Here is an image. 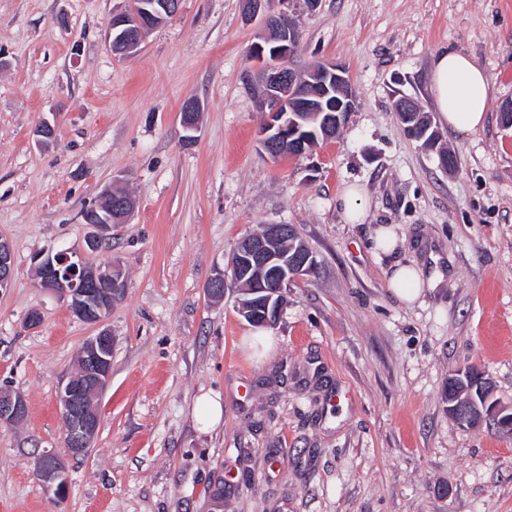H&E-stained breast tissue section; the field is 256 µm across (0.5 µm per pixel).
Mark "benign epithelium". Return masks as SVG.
I'll return each instance as SVG.
<instances>
[{
  "label": "benign epithelium",
  "mask_w": 512,
  "mask_h": 512,
  "mask_svg": "<svg viewBox=\"0 0 512 512\" xmlns=\"http://www.w3.org/2000/svg\"><path fill=\"white\" fill-rule=\"evenodd\" d=\"M249 17L261 16L266 35L253 45L251 57L257 63V80L262 87L261 105L268 110L262 127L261 146L274 159L294 152L306 154L301 137L304 122L320 119L325 140L336 137V129L346 125L354 111L356 94L349 72L334 62L310 66L305 75L286 65L299 44V35L286 10L277 13L266 9L269 0H246ZM181 0H128L112 11L106 31L111 52L127 55L135 51L152 31L175 16ZM196 101H187L181 108L184 141L193 142L198 132ZM92 226L96 232L88 248L96 249L112 239V227L126 223L135 209V201L112 202V188L105 186L92 206ZM291 234L286 224H267L263 230L243 238L235 248L228 269L240 294L249 297L247 320L257 328L275 325L284 307L286 290L298 277L313 271L312 252L290 257L273 252L270 242ZM34 268L41 285L57 293L77 318L100 327L81 349L82 365L77 373L61 386L58 394L60 411L65 422V444L73 457L85 454L97 434L100 418L95 404L112 372V332L103 327L112 306L125 292V280L119 264L91 267L84 262L81 251L71 248L47 250L34 256ZM13 282V251L9 240L0 238V292ZM25 400L0 391V424H15L26 417ZM448 413L463 424L483 418L496 421L502 430L512 429V409L504 408L485 397L483 407L472 412L458 395L448 400ZM39 473L47 491L57 497L65 495L68 480L60 458L51 451L39 460Z\"/></svg>",
  "instance_id": "benign-epithelium-1"
}]
</instances>
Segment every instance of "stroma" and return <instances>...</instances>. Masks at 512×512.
I'll use <instances>...</instances> for the list:
<instances>
[{
	"label": "stroma",
	"instance_id": "1",
	"mask_svg": "<svg viewBox=\"0 0 512 512\" xmlns=\"http://www.w3.org/2000/svg\"><path fill=\"white\" fill-rule=\"evenodd\" d=\"M121 0H0V237L13 285L0 293V389L28 414L0 426V512H512V434L459 425L445 383L473 365L512 406V0H320L291 16L290 65H344L356 108L340 138L276 160L246 85L261 32L242 0H182L131 57L106 26ZM468 55L492 88L484 127L442 129V170L405 133L395 95L435 106L438 51ZM200 106L193 143L182 105ZM55 136L39 144L40 119ZM137 206L112 247L90 250L82 212L103 186ZM363 189L366 217L338 204ZM293 225L315 270L288 289L271 350L207 284L237 242ZM404 241L375 249L376 228ZM82 250L120 262L126 291L105 320L112 373L85 456L64 448L58 392L93 326L37 286L35 253ZM441 273L405 304L388 289L398 264ZM39 310L42 322L25 318ZM224 419L200 430V397ZM64 456L68 492L52 498L43 452Z\"/></svg>",
	"mask_w": 512,
	"mask_h": 512
}]
</instances>
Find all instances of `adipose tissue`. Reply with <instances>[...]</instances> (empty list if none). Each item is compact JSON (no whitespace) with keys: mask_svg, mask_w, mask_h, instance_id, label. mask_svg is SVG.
I'll return each instance as SVG.
<instances>
[{"mask_svg":"<svg viewBox=\"0 0 512 512\" xmlns=\"http://www.w3.org/2000/svg\"><path fill=\"white\" fill-rule=\"evenodd\" d=\"M429 90L450 129L469 132L483 126L491 87L484 72L467 55L446 49L434 54Z\"/></svg>","mask_w":512,"mask_h":512,"instance_id":"ef3b65f1","label":"adipose tissue"}]
</instances>
